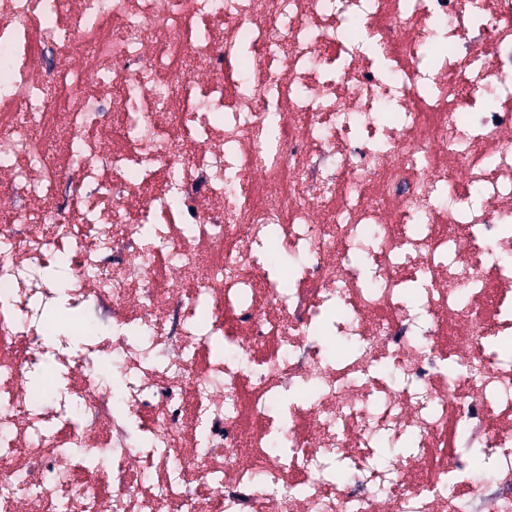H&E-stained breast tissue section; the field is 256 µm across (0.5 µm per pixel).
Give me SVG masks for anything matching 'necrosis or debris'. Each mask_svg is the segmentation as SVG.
<instances>
[{
	"label": "necrosis or debris",
	"mask_w": 512,
	"mask_h": 512,
	"mask_svg": "<svg viewBox=\"0 0 512 512\" xmlns=\"http://www.w3.org/2000/svg\"><path fill=\"white\" fill-rule=\"evenodd\" d=\"M509 338L512 0H0V512H512Z\"/></svg>",
	"instance_id": "4bbe7bcc"
}]
</instances>
